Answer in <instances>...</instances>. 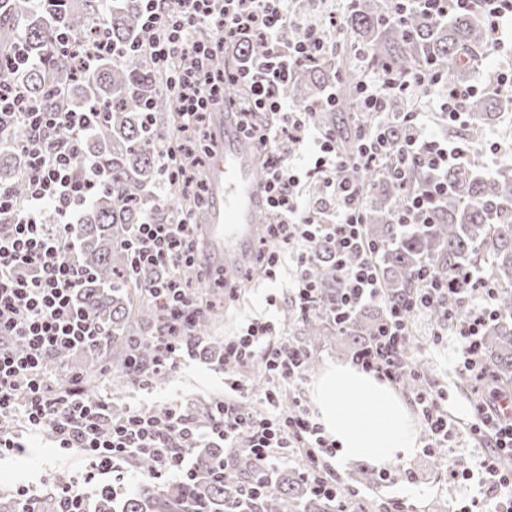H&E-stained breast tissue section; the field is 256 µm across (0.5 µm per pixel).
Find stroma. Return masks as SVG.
<instances>
[{"label":"stroma","instance_id":"stroma-1","mask_svg":"<svg viewBox=\"0 0 512 512\" xmlns=\"http://www.w3.org/2000/svg\"><path fill=\"white\" fill-rule=\"evenodd\" d=\"M293 278L291 265H282L276 279H269L265 269H254L252 275L240 281L225 297L223 314L212 327L210 335L223 339L236 333L255 316L271 318L281 336L296 335L295 327L287 325L283 314L290 304L289 284ZM424 360L432 381L448 384L451 416L461 421L472 418L471 388L460 384L454 365L452 343L436 347ZM224 393V368L199 355L185 358L179 368L165 380L152 378L129 385L112 394L115 405L129 408H177L187 418H194L201 399L218 397ZM87 463L75 451L55 447L48 439H39L23 454L0 458V496L17 495L19 489L45 495L51 493L52 480L57 474L82 476ZM375 482L364 487V501L389 504L391 500L407 499L412 512H458L468 504L470 487L449 479L440 460L423 450L397 457L393 463L376 468Z\"/></svg>","mask_w":512,"mask_h":512}]
</instances>
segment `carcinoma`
Segmentation results:
<instances>
[{"instance_id":"cac0c4a2","label":"carcinoma","mask_w":512,"mask_h":512,"mask_svg":"<svg viewBox=\"0 0 512 512\" xmlns=\"http://www.w3.org/2000/svg\"><path fill=\"white\" fill-rule=\"evenodd\" d=\"M395 0H352L344 13V27L367 52V64L377 72L398 77L429 69L454 86L463 84L466 72L482 63L492 46L484 11V0H473L469 11H454L432 20L415 15L405 23L395 21ZM139 0H82L76 9L70 0H5L0 8V38L21 37L30 65L17 71L0 66V88L20 86L27 97L48 112L106 113L104 124L81 136V156L90 157L109 173L106 187L82 209L75 234L81 243L79 260L91 279L77 288L73 305L87 322L101 328L103 343L88 352L89 365L82 371L85 397L102 403V374L94 362H112L117 356L112 384L122 387L146 371L162 380L166 372L152 369L154 351L146 331H158L165 324L159 303L141 289L160 279L167 270L132 267L125 247L135 225L151 217L159 224H171L191 212L193 229L204 226L209 206L195 204L177 178L167 184L164 195L155 193L158 148L179 135L178 98L171 74L161 70L144 55L98 61L82 74L72 71L65 52L54 41L58 30L78 42L108 35L112 43L130 47L141 37ZM363 75L344 68L332 51L326 57L295 70L279 89L282 98L314 101L329 85H336L342 104L356 109ZM151 99V121H146L143 100ZM391 119L375 118L377 132L390 143L402 130L392 116L410 111L411 101L392 94L387 99ZM506 104L512 105V91L497 87L476 94L467 102L473 136L494 121ZM351 180L366 191L367 239L382 248L374 262L379 281L389 300L396 302L419 287L415 272L425 265L438 279L448 282L468 267L497 282L512 284V173L483 175L471 161L458 163L444 175L445 194L434 196L432 219L426 224L391 223L393 214L404 206L411 193L433 191L434 176L427 169H415L402 184L378 168L355 167ZM0 185L21 199L26 195L24 157L7 147L0 151ZM317 258L308 270L318 289L319 308L302 316L291 305L285 320L299 325L300 347L308 354L307 370L316 366L314 350L331 336H342L346 350H358L375 335L384 314L361 310L351 321L338 325L332 307L340 283L333 244L322 239L316 245ZM179 275L193 288L209 281L197 265H183ZM215 303L200 312L184 332V342L196 352L218 360L224 345L206 339ZM497 317L483 328L481 342L485 361L495 382L512 385V290L501 291L494 300ZM143 479L123 497L104 494L97 500V512H334L336 503L313 494L298 475L274 470L263 480L260 498L249 489L255 483L256 465L243 451L231 457L224 468V449L199 448L190 477L165 487L152 477L154 463L145 457L134 461Z\"/></svg>"}]
</instances>
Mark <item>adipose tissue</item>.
<instances>
[{
	"label": "adipose tissue",
	"instance_id": "ef3b65f1",
	"mask_svg": "<svg viewBox=\"0 0 512 512\" xmlns=\"http://www.w3.org/2000/svg\"><path fill=\"white\" fill-rule=\"evenodd\" d=\"M311 397L325 430L339 443L343 461L380 466L417 447L408 404L372 376L345 365L328 366L313 382Z\"/></svg>",
	"mask_w": 512,
	"mask_h": 512
}]
</instances>
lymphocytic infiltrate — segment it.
<instances>
[{
    "mask_svg": "<svg viewBox=\"0 0 512 512\" xmlns=\"http://www.w3.org/2000/svg\"><path fill=\"white\" fill-rule=\"evenodd\" d=\"M140 3V46L159 67H181L174 88L181 104L180 132L185 136L195 131L222 98L223 81L211 76L209 60L223 54L242 35L264 42L266 56L241 60L234 79L248 90L237 108V128L261 147L265 203L276 217L262 238L260 259L267 274L275 276L282 257L290 256L295 268L292 300L300 314H308L318 305L316 288L307 276L315 259L313 246L320 239H330L340 281L337 324L346 323L371 303L383 304L385 310L377 335L352 355V366L397 387L409 377L425 380V373L405 354L410 323L431 305L447 304L448 290L422 267L416 273L421 282L418 291L398 303L388 300L371 262L377 247L363 236L364 204L358 201L357 187L346 173L361 163L388 164L401 180L413 167L440 173L470 156L489 157L496 166L499 151L488 153L471 144L437 140L425 131V113L404 112L397 117L403 129L398 143L389 144L361 123L355 128L356 153L342 152L332 134L315 130L309 112L290 110L279 96L278 88L289 74L318 59L321 50L320 27L302 20L295 22L297 40L283 44L284 26L292 20L288 0ZM201 30L208 32L207 40L198 39ZM393 91L431 95L435 110L446 114L449 121L469 120L466 103L473 88L443 85L431 71L380 76L363 84V111H384ZM104 118L101 112H44L21 87L0 89V132L13 128L10 143L26 158L27 183L20 201L0 186V456L23 452L25 436L46 432L58 448L79 452L88 471L80 481L58 478L60 512H90L92 492L84 491V483H94V492L109 490L110 476L121 473L123 463L135 456L153 458L155 477L183 478L187 456L201 443L244 449L261 477L281 460L303 457L301 476L316 494L342 506L359 497V488L337 481L332 467L336 441L325 435L307 406L298 401L292 412H282L280 387L304 376L305 359L301 347L275 341L276 327L270 321L251 320L240 334L225 337L224 399L202 435L171 408H132L122 419L110 418L104 405L84 398L74 372L67 376L65 391L49 386L45 373L49 355L82 350L104 340L103 333L73 308L74 290L88 275L73 258L74 228L81 208L107 181L95 161L80 157L76 135L92 131ZM288 139L306 144L313 171L322 177L326 195L314 204L299 201L300 177L281 149ZM47 205L54 207L57 223H42L40 213ZM185 228L182 221H148L139 225L136 238L127 245L134 265L168 271L150 289L168 318L166 329L151 338L154 365L167 371L180 366L185 354L181 335L205 305L203 298L185 291L177 275L182 264L195 261L197 255L196 247L185 238ZM64 252L69 253V260H61ZM354 252L360 260L351 266L346 259ZM460 277L468 284L463 291L467 314L447 313L445 325L432 327L429 340L438 345L454 336L458 371L476 386L473 419L459 425L448 413L447 389L430 387L415 395L422 433L426 447L448 463L453 460V445L482 449L477 465L480 483L511 492L512 394L492 383L481 343L484 325L496 314L492 301L499 290L473 271H462ZM256 364L265 366L274 380L257 396L242 376ZM253 396L261 406L257 414L243 408L244 401Z\"/></svg>",
    "mask_w": 512,
    "mask_h": 512,
    "instance_id": "obj_1",
    "label": "lymphocytic infiltrate"
}]
</instances>
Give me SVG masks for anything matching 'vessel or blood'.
<instances>
[{
    "label": "vessel or blood",
    "mask_w": 512,
    "mask_h": 512,
    "mask_svg": "<svg viewBox=\"0 0 512 512\" xmlns=\"http://www.w3.org/2000/svg\"><path fill=\"white\" fill-rule=\"evenodd\" d=\"M215 119L219 142L208 172L214 199L208 234L224 255L225 270L231 271L249 258L256 222L265 209L260 146L241 137L228 114L216 113Z\"/></svg>",
    "instance_id": "1"
}]
</instances>
